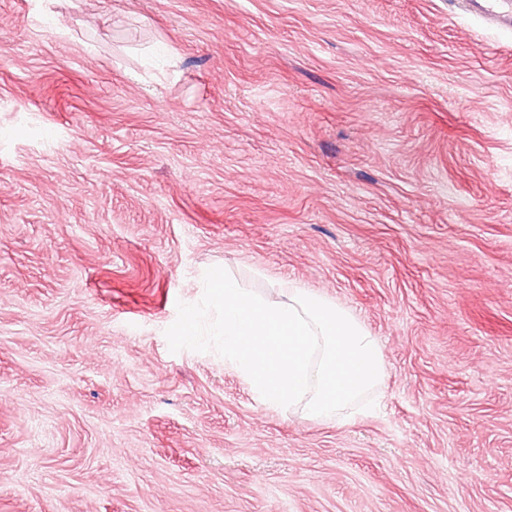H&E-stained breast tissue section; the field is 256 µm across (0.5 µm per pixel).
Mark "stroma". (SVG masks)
Listing matches in <instances>:
<instances>
[{
	"mask_svg": "<svg viewBox=\"0 0 512 512\" xmlns=\"http://www.w3.org/2000/svg\"><path fill=\"white\" fill-rule=\"evenodd\" d=\"M215 266L350 309L374 408L272 411L170 352ZM0 512H512V33L0 0Z\"/></svg>",
	"mask_w": 512,
	"mask_h": 512,
	"instance_id": "stroma-1",
	"label": "stroma"
}]
</instances>
